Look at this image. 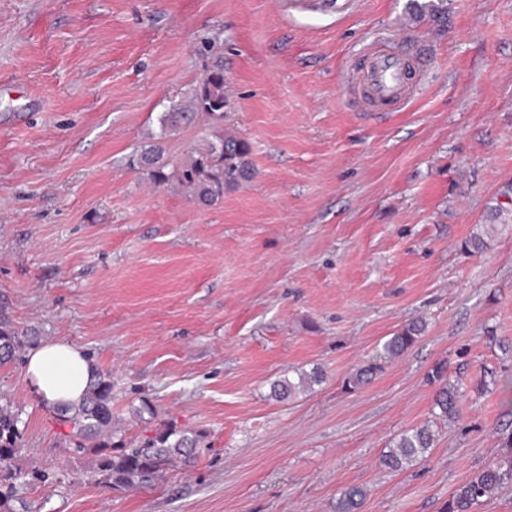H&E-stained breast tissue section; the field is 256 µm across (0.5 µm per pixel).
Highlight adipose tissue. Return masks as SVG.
<instances>
[{"label": "adipose tissue", "instance_id": "obj_1", "mask_svg": "<svg viewBox=\"0 0 512 512\" xmlns=\"http://www.w3.org/2000/svg\"><path fill=\"white\" fill-rule=\"evenodd\" d=\"M93 372L94 364L89 356L62 341L34 347L25 362L28 385L48 408L79 404Z\"/></svg>", "mask_w": 512, "mask_h": 512}]
</instances>
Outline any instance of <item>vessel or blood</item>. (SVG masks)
Returning a JSON list of instances; mask_svg holds the SVG:
<instances>
[{
  "instance_id": "b4317fda",
  "label": "vessel or blood",
  "mask_w": 512,
  "mask_h": 512,
  "mask_svg": "<svg viewBox=\"0 0 512 512\" xmlns=\"http://www.w3.org/2000/svg\"><path fill=\"white\" fill-rule=\"evenodd\" d=\"M361 79L367 88L364 103L370 108L400 110L407 106L415 90L410 73L424 65L419 50L398 52L382 43H374L363 51Z\"/></svg>"
}]
</instances>
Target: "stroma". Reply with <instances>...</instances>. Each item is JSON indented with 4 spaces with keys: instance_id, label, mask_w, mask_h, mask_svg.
I'll use <instances>...</instances> for the list:
<instances>
[{
    "instance_id": "obj_1",
    "label": "stroma",
    "mask_w": 512,
    "mask_h": 512,
    "mask_svg": "<svg viewBox=\"0 0 512 512\" xmlns=\"http://www.w3.org/2000/svg\"><path fill=\"white\" fill-rule=\"evenodd\" d=\"M0 0V308L25 349L63 340L114 383L112 433L167 421L201 432L197 464L117 491L71 452L67 427L0 366L52 482L27 512H443L506 453L512 404V226L488 211L512 186V0ZM406 34L430 65L403 112H366L350 58ZM224 55V125L254 179L203 207L129 166L159 138L179 160L202 134L161 138L162 112ZM482 235L481 251L464 249ZM424 331L368 383L346 382L386 337ZM464 391L440 420L428 375ZM320 369L282 402L274 381ZM149 400L154 414L136 416ZM428 424L430 456H381ZM443 2L444 0H437V2L433 0H410L407 8L409 17L416 22L425 17L432 18L433 20L441 19L445 12Z\"/></svg>"
}]
</instances>
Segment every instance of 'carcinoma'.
<instances>
[{"label": "carcinoma", "instance_id": "cac0c4a2", "mask_svg": "<svg viewBox=\"0 0 512 512\" xmlns=\"http://www.w3.org/2000/svg\"><path fill=\"white\" fill-rule=\"evenodd\" d=\"M444 0H409V17L418 22L426 17L438 20L444 15ZM224 77V60L216 58L204 77L194 86L186 100L174 104L162 113V134L181 131L203 118L212 129L195 140L182 159L170 164L162 158L159 143H153L136 154V165L146 171L156 186L175 183L199 204L212 205L224 198V192L250 182L254 169L250 161L251 147L246 139L224 128V109L229 104ZM424 327L413 321L399 329L382 345V355L398 358L418 341ZM21 335L11 321L0 312V364L17 356ZM323 379L322 371L299 374L298 382L280 380L273 385L274 397L285 401ZM430 381L439 382L435 407L439 418L451 421L458 415L461 397L459 384L450 380L441 367L432 371ZM112 375L100 371L90 379L82 402L76 407L57 408L58 419L70 427L68 437L75 451L93 452V472L114 490H137L165 479L168 471L180 464H191L197 458L199 435L174 424H162L143 435L135 445L122 440L102 441L100 437L112 426ZM25 427L21 411L13 401L0 395V512H15L13 503L22 491L48 480L39 468H14L8 462L22 457L26 451ZM435 444V434L429 425L409 427L396 438L392 448L381 457V463L391 470H401L428 458ZM512 481V454L492 463L459 485L449 496L445 512H475L483 498L491 496L502 485ZM365 491L348 487L341 491L337 512H357Z\"/></svg>", "mask_w": 512, "mask_h": 512}]
</instances>
